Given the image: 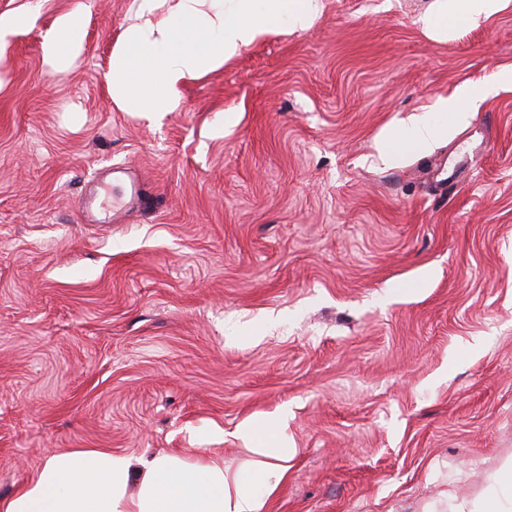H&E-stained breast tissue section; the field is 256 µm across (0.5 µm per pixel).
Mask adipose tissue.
Here are the masks:
<instances>
[{
  "label": "adipose tissue",
  "mask_w": 512,
  "mask_h": 512,
  "mask_svg": "<svg viewBox=\"0 0 512 512\" xmlns=\"http://www.w3.org/2000/svg\"><path fill=\"white\" fill-rule=\"evenodd\" d=\"M512 7V0H432L415 24L427 37L478 29ZM324 0H134L133 18L112 47L105 75L112 109L177 111L184 86L240 55L250 45L309 29ZM88 8L58 15L41 44L50 73L69 69L87 37ZM512 82V67L496 82H480L411 110L384 130L371 162L381 169L433 153L467 127L481 104ZM288 413L249 421L241 433L248 460L217 455L187 460L163 453L135 465L131 456L77 449L50 456L0 512H269L272 495L289 474L295 449L286 439Z\"/></svg>",
  "instance_id": "1"
}]
</instances>
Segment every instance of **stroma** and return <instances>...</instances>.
Segmentation results:
<instances>
[{
    "instance_id": "obj_1",
    "label": "stroma",
    "mask_w": 512,
    "mask_h": 512,
    "mask_svg": "<svg viewBox=\"0 0 512 512\" xmlns=\"http://www.w3.org/2000/svg\"><path fill=\"white\" fill-rule=\"evenodd\" d=\"M38 6L0 59V500L51 455L247 459L288 410L270 512H475L512 471V90L432 154L371 165L413 108L512 63V8L435 41L431 0H324L148 120L104 75L133 0H91L77 66ZM148 196L87 221L88 181Z\"/></svg>"
}]
</instances>
